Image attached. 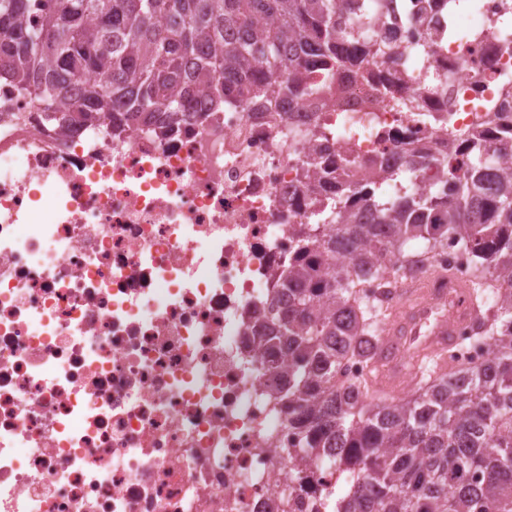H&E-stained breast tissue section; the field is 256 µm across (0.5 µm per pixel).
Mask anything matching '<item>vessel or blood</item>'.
I'll return each instance as SVG.
<instances>
[{
  "mask_svg": "<svg viewBox=\"0 0 512 512\" xmlns=\"http://www.w3.org/2000/svg\"><path fill=\"white\" fill-rule=\"evenodd\" d=\"M408 301L393 309L386 322L389 335L398 337L399 348L381 354L377 367L381 387L406 376V351L418 348L430 354L452 344L459 322L469 320L472 308L466 284L449 281L447 287L421 282L407 293Z\"/></svg>",
  "mask_w": 512,
  "mask_h": 512,
  "instance_id": "obj_1",
  "label": "vessel or blood"
}]
</instances>
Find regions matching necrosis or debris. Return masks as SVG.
Returning a JSON list of instances; mask_svg holds the SVG:
<instances>
[{
  "label": "necrosis or debris",
  "instance_id": "4bbe7bcc",
  "mask_svg": "<svg viewBox=\"0 0 512 512\" xmlns=\"http://www.w3.org/2000/svg\"><path fill=\"white\" fill-rule=\"evenodd\" d=\"M501 2L382 0L398 66L274 112L200 94L171 129H60L0 81V512H336L344 480L309 460L250 317L363 162L446 155L488 104L512 121ZM388 81L418 111L384 109Z\"/></svg>",
  "mask_w": 512,
  "mask_h": 512
}]
</instances>
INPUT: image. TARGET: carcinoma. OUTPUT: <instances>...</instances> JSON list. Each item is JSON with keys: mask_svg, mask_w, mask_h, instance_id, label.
Returning a JSON list of instances; mask_svg holds the SVG:
<instances>
[{"mask_svg": "<svg viewBox=\"0 0 512 512\" xmlns=\"http://www.w3.org/2000/svg\"><path fill=\"white\" fill-rule=\"evenodd\" d=\"M373 0H0V80L36 93L62 129L116 118L171 128L185 96L206 90L212 109L239 92L256 112L316 91L313 69L364 75L366 56L393 64L404 51L373 38ZM104 74L102 82L89 79ZM395 112L417 99L373 88ZM445 158L402 153L318 209V233L299 235L278 274L285 303L263 316L260 343L286 362L288 406L308 447L334 453L352 481L341 512H512V130L493 113L448 132ZM442 182L417 186L429 168ZM399 183L403 192L387 187ZM420 240L418 248L410 242ZM453 242L471 258L475 306L466 345L492 348L479 366L453 349L405 398L374 387L382 318L400 288L447 275L432 253ZM336 262L328 275L324 261ZM375 283L367 292L366 283ZM368 372L344 380L343 364Z\"/></svg>", "mask_w": 512, "mask_h": 512, "instance_id": "1", "label": "carcinoma"}]
</instances>
